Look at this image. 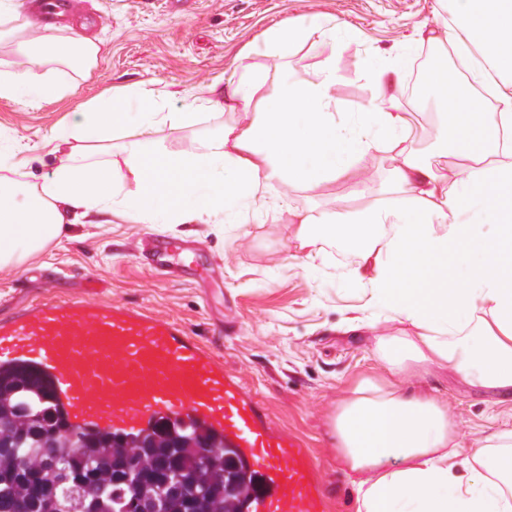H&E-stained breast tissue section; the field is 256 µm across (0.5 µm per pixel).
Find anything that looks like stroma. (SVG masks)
Returning <instances> with one entry per match:
<instances>
[{"label": "stroma", "instance_id": "stroma-1", "mask_svg": "<svg viewBox=\"0 0 512 512\" xmlns=\"http://www.w3.org/2000/svg\"><path fill=\"white\" fill-rule=\"evenodd\" d=\"M88 23H67L42 31L48 42L65 45L79 35L101 52L89 73L56 59L31 72L30 81L48 78L74 85L75 93L50 97L27 107L0 99V130L41 145L76 107L121 87L149 90L169 112L223 91L238 79L240 61L264 77L271 93L282 75L315 76L327 52L320 37L299 41L287 56L271 53L266 33L288 19L337 23V121L352 122L362 107L396 105L408 128L443 124L446 90L468 84L465 72L449 76L447 88L430 89L413 104L404 90L417 52L428 42L448 47L445 23L452 0H77ZM401 58L402 72L378 82L363 72L366 59L387 63ZM240 112L202 110L197 123L155 131L173 157L189 153L212 130L243 122ZM397 149L371 150L362 164L365 181L343 178L317 186L270 184L265 202L233 224H195L177 234L202 263L215 267L201 280L176 264L154 267V224L113 218L86 225L49 246L19 270L0 272V313L58 296L77 295L119 301L182 322L199 340L215 346L227 369L256 392L272 418L301 436L314 451L321 475L335 498L333 512H355L347 474L336 460L330 414L338 400L362 380L380 378L383 363L378 336L410 333L409 325L374 308L354 274L359 258L329 239L319 240L308 260H299L296 233L300 217L333 209L375 204L380 188L397 166ZM448 404L463 447L479 437L512 428V400L467 385L444 364L429 365L406 382Z\"/></svg>", "mask_w": 512, "mask_h": 512}]
</instances>
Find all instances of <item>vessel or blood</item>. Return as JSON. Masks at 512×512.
Returning a JSON list of instances; mask_svg holds the SVG:
<instances>
[{
    "mask_svg": "<svg viewBox=\"0 0 512 512\" xmlns=\"http://www.w3.org/2000/svg\"><path fill=\"white\" fill-rule=\"evenodd\" d=\"M153 255L200 279L213 273L173 239H155ZM0 370L46 377L75 428L135 437L168 420L209 430L256 473L252 512H331L332 495L305 440L279 427L181 322L120 302L40 301L0 315Z\"/></svg>",
    "mask_w": 512,
    "mask_h": 512,
    "instance_id": "1",
    "label": "vessel or blood"
}]
</instances>
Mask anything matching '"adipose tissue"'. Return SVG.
Here are the masks:
<instances>
[{
    "label": "adipose tissue",
    "instance_id": "adipose-tissue-1",
    "mask_svg": "<svg viewBox=\"0 0 512 512\" xmlns=\"http://www.w3.org/2000/svg\"><path fill=\"white\" fill-rule=\"evenodd\" d=\"M452 22L471 56L469 81L493 87L495 116L481 112L469 90L449 93L451 121L439 145L467 160L442 181L427 161L408 153L382 198L356 211L332 210L304 219L302 247L340 236L369 271L370 302L418 328L415 336H381L377 348L386 385L364 381L337 402L332 432L350 478L356 512H512V428L461 447L446 402L405 391L398 382L432 363L448 364L466 384L512 396V0H453ZM319 32L335 47L336 30L290 20L270 31L267 45L287 55ZM27 69L52 54L36 23L11 33ZM336 58L308 80L283 76L273 93L243 73L213 110L245 115L198 147L170 158L155 130L193 123V112L163 106L131 113L136 92L79 105L46 146L51 176L35 182V148L0 130V270L21 266L58 241L78 220L103 225L113 217L141 224H216L236 220L263 201L274 181L318 185L339 175L362 178V158L386 142L399 145L400 112L367 106L352 124L337 123ZM66 84H35L0 73V98L31 102L65 93ZM137 124L120 160H98L84 147ZM388 225L380 233L379 225Z\"/></svg>",
    "mask_w": 512,
    "mask_h": 512
}]
</instances>
